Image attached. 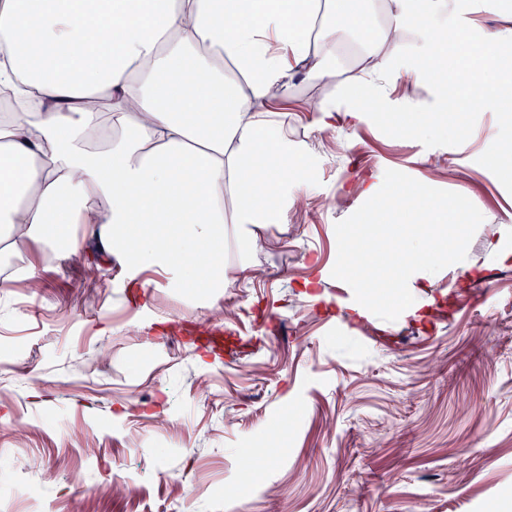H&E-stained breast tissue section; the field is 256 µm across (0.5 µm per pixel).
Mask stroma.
<instances>
[{
  "label": "stroma",
  "mask_w": 512,
  "mask_h": 512,
  "mask_svg": "<svg viewBox=\"0 0 512 512\" xmlns=\"http://www.w3.org/2000/svg\"><path fill=\"white\" fill-rule=\"evenodd\" d=\"M339 42L337 82L299 75L262 106L317 170L300 206L225 254L249 274L218 299L126 287L115 258L93 288L64 258L8 260L37 262L41 285L0 294V512H512V179L485 161L512 143V111L467 113L445 137L353 120L364 43L351 27ZM381 93L400 113L434 101L403 72ZM317 102L333 128L313 125ZM389 169L484 217L463 263L427 289L411 276L423 317L393 322L332 275L336 222ZM270 450L243 486L244 459Z\"/></svg>",
  "instance_id": "stroma-1"
}]
</instances>
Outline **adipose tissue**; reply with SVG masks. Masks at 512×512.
Segmentation results:
<instances>
[{
	"label": "adipose tissue",
	"instance_id": "obj_1",
	"mask_svg": "<svg viewBox=\"0 0 512 512\" xmlns=\"http://www.w3.org/2000/svg\"><path fill=\"white\" fill-rule=\"evenodd\" d=\"M308 2L0 0V81L29 101L0 114V256L76 254L83 224L133 286L154 271L178 292H219L220 256L295 206L311 167L254 102L296 73L336 78L345 27L372 38L349 76L353 118L384 111L374 81L401 68L436 91L405 137L512 100L511 24L463 59L470 0H325L313 35Z\"/></svg>",
	"mask_w": 512,
	"mask_h": 512
}]
</instances>
